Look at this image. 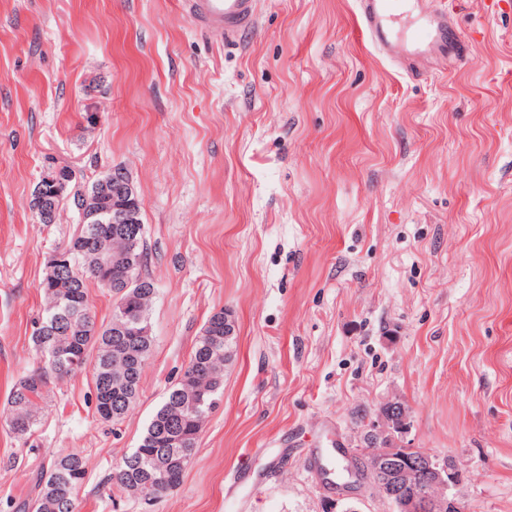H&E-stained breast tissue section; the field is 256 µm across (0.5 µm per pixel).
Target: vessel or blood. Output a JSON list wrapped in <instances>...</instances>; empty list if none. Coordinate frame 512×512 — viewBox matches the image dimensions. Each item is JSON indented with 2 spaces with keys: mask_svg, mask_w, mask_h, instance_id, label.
<instances>
[{
  "mask_svg": "<svg viewBox=\"0 0 512 512\" xmlns=\"http://www.w3.org/2000/svg\"><path fill=\"white\" fill-rule=\"evenodd\" d=\"M258 5L259 0H182L198 29L228 43L240 42L254 28ZM354 13L372 48L410 77L425 74L431 53L448 61L468 51L447 10L431 7L430 0H355Z\"/></svg>",
  "mask_w": 512,
  "mask_h": 512,
  "instance_id": "b4317fda",
  "label": "vessel or blood"
}]
</instances>
